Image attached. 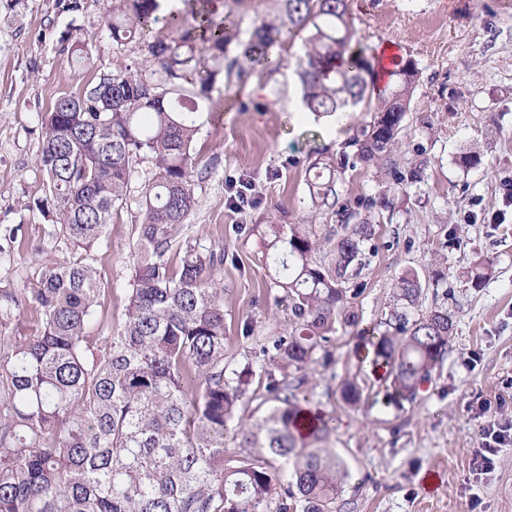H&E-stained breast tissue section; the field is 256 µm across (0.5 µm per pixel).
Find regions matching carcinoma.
Returning a JSON list of instances; mask_svg holds the SVG:
<instances>
[{"mask_svg":"<svg viewBox=\"0 0 512 512\" xmlns=\"http://www.w3.org/2000/svg\"><path fill=\"white\" fill-rule=\"evenodd\" d=\"M170 32H154L159 0H111L107 28L117 52L135 50V68L100 65L81 92L56 98L40 115L37 166L45 194L33 208L50 235L81 250L73 261L44 258L35 287H0V326L26 308L37 316L27 334H0V512H335L348 468L328 447L335 417L302 425L301 387L311 365L329 356L336 324L353 326L346 283L367 265L378 224L346 223L336 239L314 224L261 228L263 261L288 302L289 332L253 363L226 376L224 251L178 235L197 205L193 143L204 125L203 103L224 74L279 67L285 34L306 31L298 63L303 103L313 115L376 101L373 120L350 140L355 161L388 178L389 195H407L422 170L392 161L401 142L415 64L399 58L385 73L353 40L347 0H281L279 14L242 39L232 12L215 0H185ZM62 52L87 59L77 38ZM242 47L228 58L229 47ZM150 176L133 244L128 304L117 326L104 317L97 250L112 211L125 203L132 174ZM336 159L308 166L312 207L338 203ZM20 226H0V262L14 259ZM177 254L173 263L171 254ZM423 281L403 271L386 330H363L380 385L396 403L413 401L448 353L453 320L437 308L415 316ZM265 389L245 414L248 387ZM370 376L357 365L341 398L363 401ZM245 452L224 459L229 427Z\"/></svg>","mask_w":512,"mask_h":512,"instance_id":"obj_1","label":"carcinoma"}]
</instances>
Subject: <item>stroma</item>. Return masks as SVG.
I'll use <instances>...</instances> for the list:
<instances>
[{"label": "stroma", "instance_id": "1", "mask_svg": "<svg viewBox=\"0 0 512 512\" xmlns=\"http://www.w3.org/2000/svg\"><path fill=\"white\" fill-rule=\"evenodd\" d=\"M52 4L0 0V224L22 227L14 261L0 264L6 288L33 287L46 255L77 256L51 240L48 222L31 208L45 192L36 164L41 113L60 93L82 90L99 62L137 58L129 51L116 56L108 0H85L74 15ZM349 8L358 41L372 51L392 44L397 56L415 63L418 80L394 160L402 168L428 163L420 187L395 198L388 219L374 205L383 190L374 167L339 174L340 204L381 219L378 251L350 281V302L363 326L379 325L394 302L395 277L412 268L427 282L419 312L445 307L454 329L441 368L413 402L395 407L375 387L352 408L338 389L356 372L359 327H338L331 358L306 385L312 406L335 415L329 445L351 472L336 512H512V444L500 449L491 473L476 474L472 465L484 423L477 398L512 400V206L502 200V184L512 179V0H349ZM68 33L87 48L83 64L60 51ZM304 51L303 36H296L273 75L235 72L218 82L209 100L214 119L195 142L197 206L181 236L224 251L230 370L261 364V346L288 329V306L270 284L258 225L277 219L338 229L335 214L312 208L307 166L321 152L348 153L350 139L372 119L350 112L338 124L305 112L297 66ZM466 153L479 164H463ZM148 175L145 163L133 174L101 251V303L116 323L127 304ZM242 178L254 183L257 205L237 213L229 185ZM478 260L493 275L475 288L463 273Z\"/></svg>", "mask_w": 512, "mask_h": 512}]
</instances>
